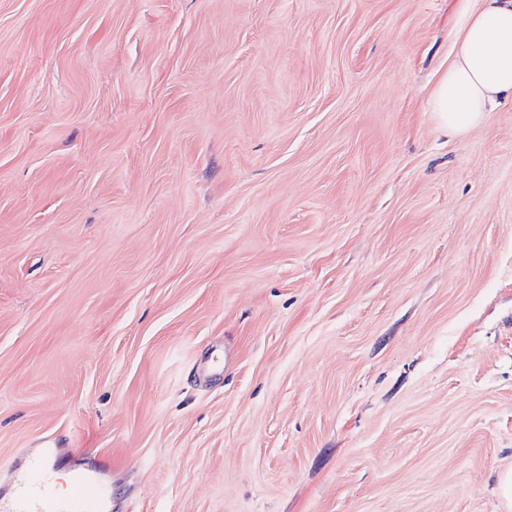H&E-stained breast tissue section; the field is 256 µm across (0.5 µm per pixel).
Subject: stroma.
I'll return each instance as SVG.
<instances>
[{
  "label": "stroma",
  "instance_id": "obj_1",
  "mask_svg": "<svg viewBox=\"0 0 512 512\" xmlns=\"http://www.w3.org/2000/svg\"><path fill=\"white\" fill-rule=\"evenodd\" d=\"M456 0H0V470L112 512H504L512 103ZM457 12L452 60L428 102L438 126L456 136L512 102V0H459ZM61 448L53 438L20 453L0 487L1 512H110L111 499L100 469L80 472L67 499L57 496L51 463Z\"/></svg>",
  "mask_w": 512,
  "mask_h": 512
}]
</instances>
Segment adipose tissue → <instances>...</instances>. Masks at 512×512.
<instances>
[{
	"label": "adipose tissue",
	"instance_id": "1",
	"mask_svg": "<svg viewBox=\"0 0 512 512\" xmlns=\"http://www.w3.org/2000/svg\"><path fill=\"white\" fill-rule=\"evenodd\" d=\"M452 60L428 102L438 126L461 135L512 102V0H459Z\"/></svg>",
	"mask_w": 512,
	"mask_h": 512
}]
</instances>
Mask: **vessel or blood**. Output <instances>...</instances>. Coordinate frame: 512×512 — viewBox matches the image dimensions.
I'll return each mask as SVG.
<instances>
[{"label": "vessel or blood", "instance_id": "vessel-or-blood-1", "mask_svg": "<svg viewBox=\"0 0 512 512\" xmlns=\"http://www.w3.org/2000/svg\"><path fill=\"white\" fill-rule=\"evenodd\" d=\"M59 453L51 438L20 453L0 484V512H110L111 500L98 469L80 472L68 498L57 496L51 463Z\"/></svg>", "mask_w": 512, "mask_h": 512}]
</instances>
